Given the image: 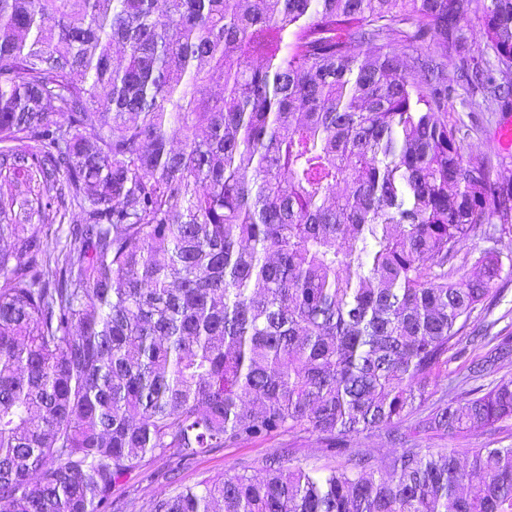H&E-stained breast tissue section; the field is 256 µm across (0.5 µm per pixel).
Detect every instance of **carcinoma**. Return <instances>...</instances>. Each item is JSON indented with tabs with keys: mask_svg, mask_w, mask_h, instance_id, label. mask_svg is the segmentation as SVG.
<instances>
[{
	"mask_svg": "<svg viewBox=\"0 0 512 512\" xmlns=\"http://www.w3.org/2000/svg\"><path fill=\"white\" fill-rule=\"evenodd\" d=\"M157 2L0 0V512H111L148 454L276 432L347 461L149 512H512V445L411 439L512 419V378L430 401L504 272L458 246L512 216L448 54L508 106L512 0H483L494 70L462 53L477 0ZM471 341L475 381L512 355ZM381 429L386 459L349 447Z\"/></svg>",
	"mask_w": 512,
	"mask_h": 512,
	"instance_id": "obj_1",
	"label": "carcinoma"
}]
</instances>
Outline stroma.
Returning <instances> with one entry per match:
<instances>
[{
  "mask_svg": "<svg viewBox=\"0 0 512 512\" xmlns=\"http://www.w3.org/2000/svg\"><path fill=\"white\" fill-rule=\"evenodd\" d=\"M512 119V109L483 103L465 85H457L448 101V120L467 127L466 150L490 157L496 179L512 181V147L502 146L498 129ZM490 326L492 333H512V275L504 276L489 308L476 310L473 329ZM423 448H483L500 444L512 445V419L491 428H479L467 435L452 438L437 433H424L416 438ZM282 462L302 461L312 468L335 467L344 463V456L326 451L315 436L275 433L256 442L234 448H214L187 463L175 457H146L126 481L115 487L112 498L122 512H147L150 500L173 495L176 483L193 484L208 476H217L242 469L258 473L263 461L271 455Z\"/></svg>",
  "mask_w": 512,
  "mask_h": 512,
  "instance_id": "stroma-1",
  "label": "stroma"
}]
</instances>
